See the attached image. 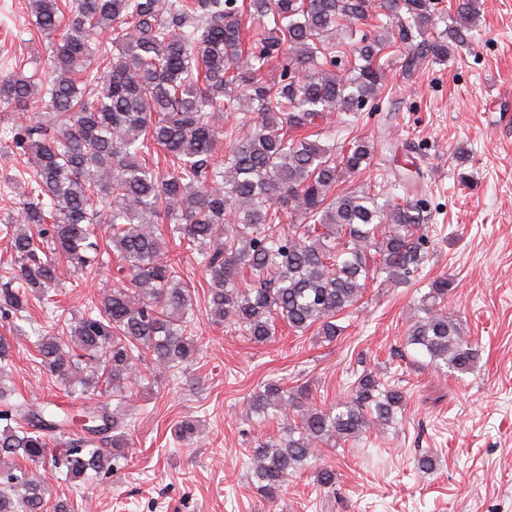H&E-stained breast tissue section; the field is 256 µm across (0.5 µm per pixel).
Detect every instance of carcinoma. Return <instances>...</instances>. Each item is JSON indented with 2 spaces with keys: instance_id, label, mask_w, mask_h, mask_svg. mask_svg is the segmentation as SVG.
I'll use <instances>...</instances> for the list:
<instances>
[{
  "instance_id": "obj_1",
  "label": "carcinoma",
  "mask_w": 512,
  "mask_h": 512,
  "mask_svg": "<svg viewBox=\"0 0 512 512\" xmlns=\"http://www.w3.org/2000/svg\"><path fill=\"white\" fill-rule=\"evenodd\" d=\"M375 7L386 18L379 34L363 29ZM28 10L52 55L45 69L0 77V103L25 118L0 148L33 161L21 218L8 230L16 269L0 289V313L26 320L29 295L56 287L63 261L91 270L112 253L124 279L66 337H36L40 365L82 400L77 413L0 387V512H72L68 502L49 503L28 466L48 463L70 483L119 466L128 445L123 402L113 408L94 396L123 397L141 382V364L159 378L198 355L193 297L171 243L197 253L210 319L261 345L281 323L334 342L368 281L417 277L429 240L411 170L354 183L377 143L325 145L321 121L363 111L386 86L381 58L390 49L403 56L404 77L448 60L470 41L478 8L456 0L452 19L435 0H74L67 18L58 0H28ZM246 16L260 22L248 39ZM105 32L118 54L88 96L81 75L92 38ZM341 33L348 54H338ZM274 62L280 74L270 81ZM236 110L232 145L215 163L219 116ZM149 142L165 151L162 172L142 158ZM427 287L405 345L435 368L473 371L478 349L448 315V277ZM405 405L402 388L370 372L328 409L304 388L269 381L247 412H275L285 437L258 444L252 478L272 499L314 461V484L330 489L336 469L316 445L335 448L373 423L393 424Z\"/></svg>"
}]
</instances>
